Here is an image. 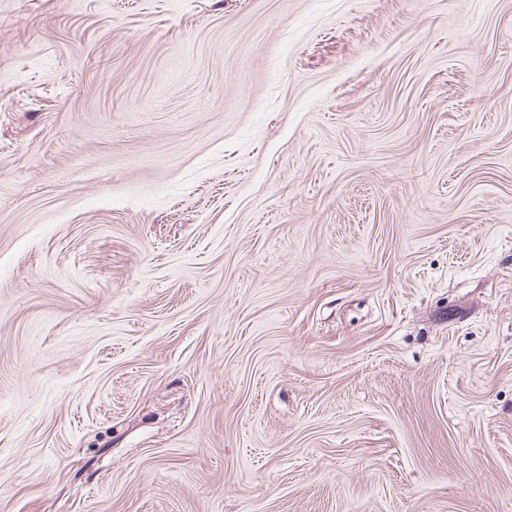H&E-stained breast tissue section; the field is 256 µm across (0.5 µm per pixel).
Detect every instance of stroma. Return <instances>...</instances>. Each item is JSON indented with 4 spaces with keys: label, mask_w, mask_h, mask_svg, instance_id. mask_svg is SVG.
I'll use <instances>...</instances> for the list:
<instances>
[{
    "label": "stroma",
    "mask_w": 512,
    "mask_h": 512,
    "mask_svg": "<svg viewBox=\"0 0 512 512\" xmlns=\"http://www.w3.org/2000/svg\"><path fill=\"white\" fill-rule=\"evenodd\" d=\"M0 512H512V0H0Z\"/></svg>",
    "instance_id": "1"
}]
</instances>
